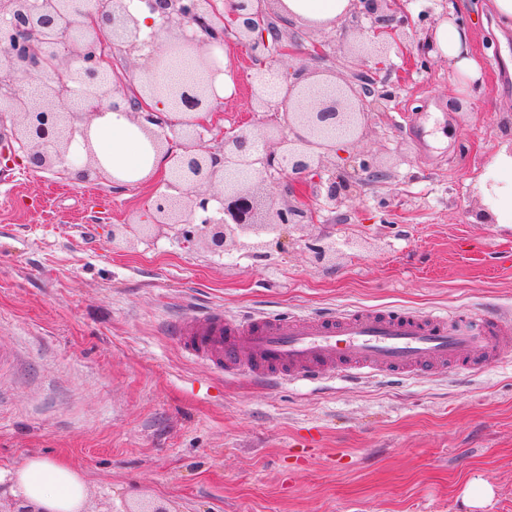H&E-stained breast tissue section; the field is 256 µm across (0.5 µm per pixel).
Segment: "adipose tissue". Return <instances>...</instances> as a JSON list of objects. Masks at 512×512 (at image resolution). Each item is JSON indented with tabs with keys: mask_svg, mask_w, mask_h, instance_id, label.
Segmentation results:
<instances>
[{
	"mask_svg": "<svg viewBox=\"0 0 512 512\" xmlns=\"http://www.w3.org/2000/svg\"><path fill=\"white\" fill-rule=\"evenodd\" d=\"M352 0H281L279 11L288 19L310 26L330 27L352 11ZM431 38L457 75L461 94L484 83L485 64L472 50V32L455 14H448L433 29ZM91 147L102 168L123 182H135L167 172L163 153L153 149L146 135L125 113L108 112L94 118L89 140H76L73 150ZM494 178H480L476 189L489 218L512 223V145H503L489 163ZM15 495L42 512H81L84 484L80 476L59 461L32 459L11 477Z\"/></svg>",
	"mask_w": 512,
	"mask_h": 512,
	"instance_id": "1",
	"label": "adipose tissue"
}]
</instances>
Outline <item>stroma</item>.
Listing matches in <instances>:
<instances>
[{"label":"stroma","instance_id":"stroma-1","mask_svg":"<svg viewBox=\"0 0 512 512\" xmlns=\"http://www.w3.org/2000/svg\"><path fill=\"white\" fill-rule=\"evenodd\" d=\"M486 62L483 91L460 97L447 60L416 44L442 0H406L407 51L377 73L392 97L336 155L383 181L359 187L312 226H284L261 253L217 255L201 238L152 223L163 177L135 184L32 172L0 160V471L58 460L84 481L83 512H464L469 486L512 512V356L478 374L397 384L333 377L265 388L184 357L169 321L193 308L234 318L325 307L468 313L512 308V223L486 217L475 188L512 140V30L494 32L491 0H454ZM328 42L321 59H283L279 78L350 79L367 46L350 22L299 28ZM234 88L212 131L267 122L249 112L251 53L229 39ZM144 236L112 238L117 224ZM336 253L314 263L306 242Z\"/></svg>","mask_w":512,"mask_h":512}]
</instances>
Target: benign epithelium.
Masks as SVG:
<instances>
[{"label": "benign epithelium", "mask_w": 512, "mask_h": 512, "mask_svg": "<svg viewBox=\"0 0 512 512\" xmlns=\"http://www.w3.org/2000/svg\"><path fill=\"white\" fill-rule=\"evenodd\" d=\"M143 2L141 10L156 19L152 31L142 38L128 0H91L86 11L96 19L91 28L74 13L61 23L70 0H0V40L7 44L0 53V113L21 118L14 142L34 169L68 171L74 135L87 143L94 117L123 112L166 160L176 162L181 179L178 195L157 197L156 225L191 224L196 211L208 210L215 201L220 219L199 227L206 247L215 254L234 246L256 252L267 245L264 237L284 226L313 223L320 201L339 206L352 187L383 177L368 163L353 174L323 177L325 159L362 135L369 116L389 98L387 91L360 74L343 83L323 84L320 96L314 98L309 86L302 84L305 69H295L288 74L283 97L288 112L283 122L226 132L218 151L206 143L210 128L197 117L198 112H210L222 103L213 86V77L221 72L213 53L200 57L198 71L185 77L195 96L170 94L180 109L176 121L142 102L133 103L128 91L100 80L99 70L108 62L105 49L115 42L130 55L143 53L141 74L147 83L155 80L156 67L170 47L158 41L174 28L181 46L196 44L200 33L211 47L231 36L247 43L254 60L250 83L257 86L264 84L272 63L279 59L326 56L324 44L313 41L312 49L305 52L301 42L284 37L280 27L270 25L269 0H229L220 22L212 24L208 18L216 11L215 0ZM352 2L353 13L369 21L361 31L372 34L373 66L382 71L391 51L406 49L407 20L398 16L402 4L400 0ZM243 163L251 166L250 178L241 183L226 181L224 170ZM78 174L84 180L105 174L90 147ZM282 181L288 183L293 200L278 203L270 196L262 202L261 194ZM216 185L221 186L219 192L204 191ZM309 250L315 262L323 263L336 246L322 235L309 244Z\"/></svg>", "instance_id": "obj_1"}]
</instances>
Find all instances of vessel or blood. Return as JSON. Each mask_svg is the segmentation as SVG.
<instances>
[{
    "label": "vessel or blood",
    "mask_w": 512,
    "mask_h": 512,
    "mask_svg": "<svg viewBox=\"0 0 512 512\" xmlns=\"http://www.w3.org/2000/svg\"><path fill=\"white\" fill-rule=\"evenodd\" d=\"M169 334L193 361L272 386L318 383L329 372L355 381L403 379L436 363L476 371L489 354L512 353V314L487 306L470 315L331 309L228 319L212 307L174 322Z\"/></svg>",
    "instance_id": "obj_1"
}]
</instances>
